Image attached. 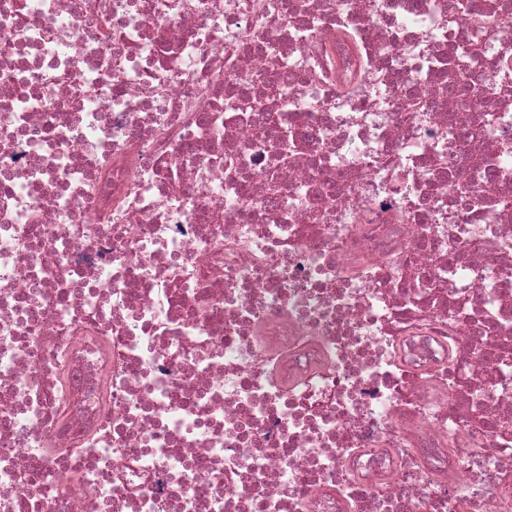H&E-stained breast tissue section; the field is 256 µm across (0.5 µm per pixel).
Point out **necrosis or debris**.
<instances>
[{
  "label": "necrosis or debris",
  "mask_w": 512,
  "mask_h": 512,
  "mask_svg": "<svg viewBox=\"0 0 512 512\" xmlns=\"http://www.w3.org/2000/svg\"><path fill=\"white\" fill-rule=\"evenodd\" d=\"M512 0H0V512H512Z\"/></svg>",
  "instance_id": "obj_1"
}]
</instances>
